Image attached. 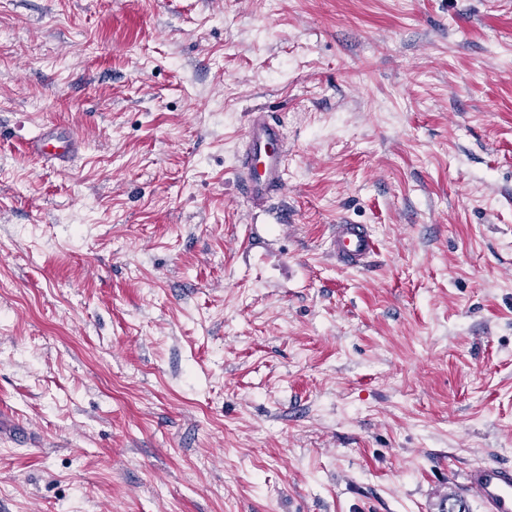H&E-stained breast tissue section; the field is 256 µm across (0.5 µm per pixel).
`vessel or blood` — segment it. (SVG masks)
Returning a JSON list of instances; mask_svg holds the SVG:
<instances>
[{
    "instance_id": "1",
    "label": "vessel or blood",
    "mask_w": 512,
    "mask_h": 512,
    "mask_svg": "<svg viewBox=\"0 0 512 512\" xmlns=\"http://www.w3.org/2000/svg\"><path fill=\"white\" fill-rule=\"evenodd\" d=\"M245 140L239 159L241 187L252 200H270L285 186L287 152L282 125L266 113H252ZM328 251L338 264L360 270L376 254L377 243L366 225L335 224ZM463 486L479 497L485 512H512V466L470 467L463 476Z\"/></svg>"
}]
</instances>
